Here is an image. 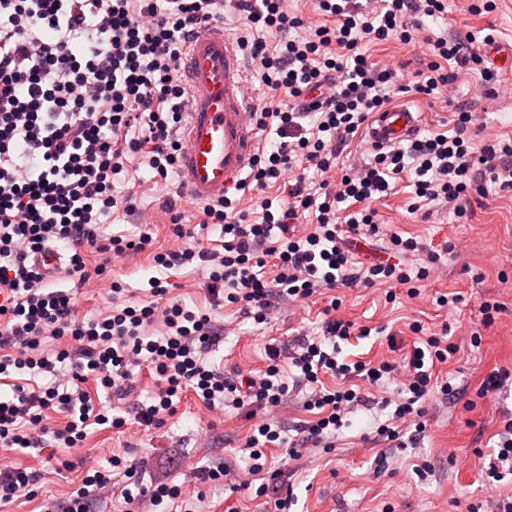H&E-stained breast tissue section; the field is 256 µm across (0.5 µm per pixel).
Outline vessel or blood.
Masks as SVG:
<instances>
[{"mask_svg": "<svg viewBox=\"0 0 512 512\" xmlns=\"http://www.w3.org/2000/svg\"><path fill=\"white\" fill-rule=\"evenodd\" d=\"M183 78L189 112L178 172L191 198L207 202L224 197L257 154L248 74L223 26L210 24L190 37ZM419 126V112L399 103L373 115L366 137L388 146L412 138Z\"/></svg>", "mask_w": 512, "mask_h": 512, "instance_id": "b4317fda", "label": "vessel or blood"}]
</instances>
